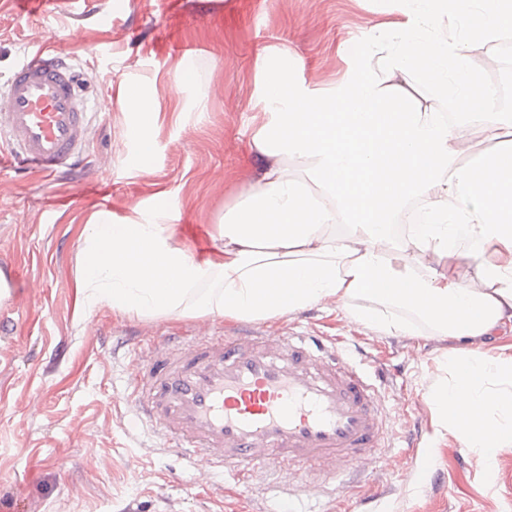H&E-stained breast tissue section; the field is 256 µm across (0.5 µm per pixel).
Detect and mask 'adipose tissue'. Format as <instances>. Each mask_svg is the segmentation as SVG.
Listing matches in <instances>:
<instances>
[{"label": "adipose tissue", "mask_w": 512, "mask_h": 512, "mask_svg": "<svg viewBox=\"0 0 512 512\" xmlns=\"http://www.w3.org/2000/svg\"><path fill=\"white\" fill-rule=\"evenodd\" d=\"M452 15L462 31L440 24ZM512 31V0H419L380 32L335 87L314 91L287 65L266 66L251 143L266 157L246 202L201 255L163 213L83 232L86 310L149 318L272 321L317 305L383 336L458 341L448 377L426 396L436 436L489 462L512 451V114L469 65ZM453 98L468 123L442 120ZM154 94L136 97L129 130L147 165ZM489 149L460 164L476 140ZM472 274L464 278L461 266Z\"/></svg>", "instance_id": "ef3b65f1"}]
</instances>
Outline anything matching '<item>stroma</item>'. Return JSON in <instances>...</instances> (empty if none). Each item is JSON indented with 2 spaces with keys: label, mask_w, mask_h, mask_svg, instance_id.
I'll use <instances>...</instances> for the list:
<instances>
[{
  "label": "stroma",
  "mask_w": 512,
  "mask_h": 512,
  "mask_svg": "<svg viewBox=\"0 0 512 512\" xmlns=\"http://www.w3.org/2000/svg\"><path fill=\"white\" fill-rule=\"evenodd\" d=\"M75 0L21 9L0 0V84L26 54L57 41L80 61L96 115L87 169L49 180L0 167V266L16 272L0 300V512H512V452L490 465L456 440L436 439L425 397L445 372L429 336H378L324 306L264 322V331L315 332L361 347L389 368L385 393L400 433L379 457L353 459L356 487L308 484L296 467L266 466L245 484L162 448L133 424L132 360L166 336L231 333L217 316L153 319L101 305L82 309L81 236L95 214L137 220L165 208L178 239L211 248L225 212L244 202L263 159L248 124L261 95L263 57L297 61L296 81L326 89L373 37L403 21L395 0ZM199 85L179 84L183 65ZM470 66L508 79L512 32ZM204 111L192 110L196 88ZM156 94L155 151L140 168L128 137L126 92ZM296 497H289V489Z\"/></svg>",
  "instance_id": "obj_1"
}]
</instances>
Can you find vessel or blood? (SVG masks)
Returning a JSON list of instances; mask_svg holds the SVG:
<instances>
[{"label": "vessel or blood", "instance_id": "1", "mask_svg": "<svg viewBox=\"0 0 512 512\" xmlns=\"http://www.w3.org/2000/svg\"><path fill=\"white\" fill-rule=\"evenodd\" d=\"M71 53L55 44L19 63L0 93V140L23 168L53 177L85 165L90 106ZM384 368L367 370L317 336L253 330L167 337L130 372L137 417L166 449L238 482L255 465L335 476L396 435Z\"/></svg>", "mask_w": 512, "mask_h": 512}]
</instances>
